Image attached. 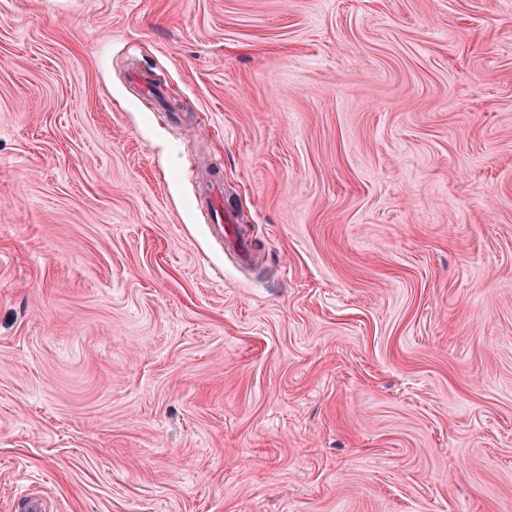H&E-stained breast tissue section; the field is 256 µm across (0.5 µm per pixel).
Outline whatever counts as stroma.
I'll list each match as a JSON object with an SVG mask.
<instances>
[{
  "label": "stroma",
  "mask_w": 512,
  "mask_h": 512,
  "mask_svg": "<svg viewBox=\"0 0 512 512\" xmlns=\"http://www.w3.org/2000/svg\"><path fill=\"white\" fill-rule=\"evenodd\" d=\"M29 496L512 512V0H0Z\"/></svg>",
  "instance_id": "stroma-1"
}]
</instances>
